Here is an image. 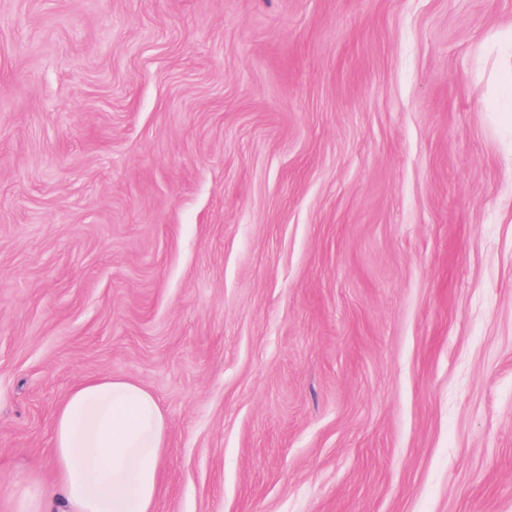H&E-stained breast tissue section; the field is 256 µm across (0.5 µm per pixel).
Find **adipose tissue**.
Returning <instances> with one entry per match:
<instances>
[{"mask_svg": "<svg viewBox=\"0 0 512 512\" xmlns=\"http://www.w3.org/2000/svg\"><path fill=\"white\" fill-rule=\"evenodd\" d=\"M169 424L127 378L82 379L53 421L56 477L14 497L15 512H150Z\"/></svg>", "mask_w": 512, "mask_h": 512, "instance_id": "ef3b65f1", "label": "adipose tissue"}]
</instances>
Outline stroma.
<instances>
[{"mask_svg": "<svg viewBox=\"0 0 512 512\" xmlns=\"http://www.w3.org/2000/svg\"><path fill=\"white\" fill-rule=\"evenodd\" d=\"M512 0H0V512L125 377L151 512H512Z\"/></svg>", "mask_w": 512, "mask_h": 512, "instance_id": "obj_1", "label": "stroma"}]
</instances>
